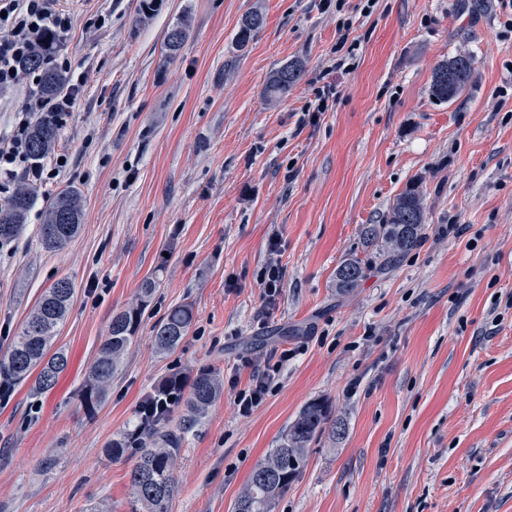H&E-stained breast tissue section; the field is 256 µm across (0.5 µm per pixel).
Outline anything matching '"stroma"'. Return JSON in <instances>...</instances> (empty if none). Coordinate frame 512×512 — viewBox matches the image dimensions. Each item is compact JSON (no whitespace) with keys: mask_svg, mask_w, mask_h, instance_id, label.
I'll return each mask as SVG.
<instances>
[{"mask_svg":"<svg viewBox=\"0 0 512 512\" xmlns=\"http://www.w3.org/2000/svg\"><path fill=\"white\" fill-rule=\"evenodd\" d=\"M60 0L82 76L40 187L83 197L80 232L47 251L32 212L0 249V355L57 279L75 294L57 333L69 366L37 395L0 397V512H130L134 459L107 443L143 398L185 368L224 390L189 433L168 512H231L256 463L309 402L344 420L310 444L273 512H512V11L486 0ZM257 11L246 48L235 34ZM357 49L331 70L339 25ZM186 29L176 55L166 34ZM457 54L474 75L452 102L432 72ZM297 63L288 93L266 91ZM324 112L309 119L316 92ZM423 194L420 244L380 270L361 235L409 185ZM279 250L270 253V239ZM370 270L336 291L347 258ZM284 270L266 301L270 262ZM159 281L106 399L79 390L112 314ZM193 325L172 354L153 328L176 305ZM276 348L293 357L263 402L237 392ZM264 18L261 13L252 11L247 13L240 22L238 32L235 40L239 48H244L248 45L257 32L263 25Z\"/></svg>","mask_w":512,"mask_h":512,"instance_id":"stroma-1","label":"stroma"}]
</instances>
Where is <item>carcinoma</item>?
I'll use <instances>...</instances> for the list:
<instances>
[{
  "instance_id": "1",
  "label": "carcinoma",
  "mask_w": 512,
  "mask_h": 512,
  "mask_svg": "<svg viewBox=\"0 0 512 512\" xmlns=\"http://www.w3.org/2000/svg\"><path fill=\"white\" fill-rule=\"evenodd\" d=\"M261 13H247L240 22L235 40L239 47L248 45L263 25ZM50 43L46 40L17 63L23 75L39 74V91L52 99L66 87V74L44 67ZM463 64L458 80L448 85V72ZM474 72V60L458 54L441 63L433 71L431 91L434 97L451 102L467 87ZM302 69L287 64L271 77L268 92L285 93L301 77ZM59 137V121L53 112L38 113L28 132V152L41 163L54 150ZM37 188L25 181L15 183L6 204L0 206V244L17 239L24 232L28 215L35 205ZM83 200L79 190L67 187L48 198L39 226L41 244L47 250H60L74 238L82 224ZM424 226L423 197L411 185L400 193L381 224H365L363 238L389 253H406L418 246ZM367 264L358 258L344 260L336 268V289L341 294L355 290L365 278ZM157 287V281L146 278L138 291L136 303L112 315L109 334L101 343L97 357L82 383L81 405L95 409L107 396L112 376L119 370L125 352L133 343L142 315ZM75 293L74 284L61 278L45 290L29 314L22 329L14 336L8 351L0 357V387H10L34 378L32 389L37 394L51 391L69 365V354L54 348L59 325L66 318ZM194 320L190 306L177 305L154 327V343L161 354L175 351L188 335ZM222 387L216 374L200 369L188 380L174 372L139 404L128 428L108 442L106 453L115 458L132 448L136 458L130 470L132 512H167L173 497L175 459L185 434L208 413L221 396ZM179 424L171 426L175 413ZM340 438L345 432L342 420L332 417L321 400L307 404L288 426L277 447L253 468L248 484L236 501L233 512H272L275 501L283 495L300 472L310 442L324 430Z\"/></svg>"
}]
</instances>
